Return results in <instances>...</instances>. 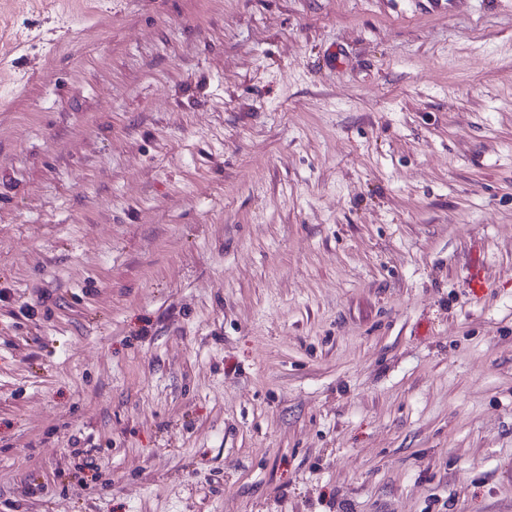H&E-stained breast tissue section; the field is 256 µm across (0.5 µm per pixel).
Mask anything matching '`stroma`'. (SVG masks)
Here are the masks:
<instances>
[{
  "label": "stroma",
  "instance_id": "35a3bbf8",
  "mask_svg": "<svg viewBox=\"0 0 512 512\" xmlns=\"http://www.w3.org/2000/svg\"><path fill=\"white\" fill-rule=\"evenodd\" d=\"M447 2L0 0V512H512V0Z\"/></svg>",
  "mask_w": 512,
  "mask_h": 512
}]
</instances>
